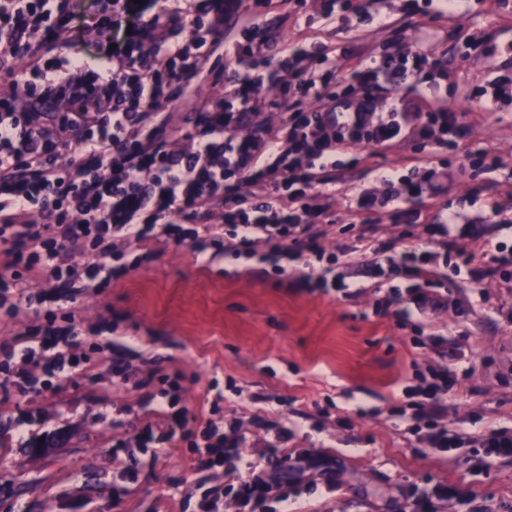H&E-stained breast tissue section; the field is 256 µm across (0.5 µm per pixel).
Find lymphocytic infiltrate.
<instances>
[{"label": "lymphocytic infiltrate", "mask_w": 512, "mask_h": 512, "mask_svg": "<svg viewBox=\"0 0 512 512\" xmlns=\"http://www.w3.org/2000/svg\"><path fill=\"white\" fill-rule=\"evenodd\" d=\"M270 0H137L129 35L110 34L112 52L98 64L80 50L42 55L66 40L74 18L69 0H0V74L11 94L0 96V312L27 309L32 322L23 347L0 342V387L29 395L42 377H58L72 364L78 313L47 308V295L29 293L37 278L57 288H95L127 269L112 258L117 245L162 240L187 247L194 259L213 262L228 253L276 265L286 280L328 295L352 298L323 241L333 227L356 245L341 265L368 267L373 277L400 271L407 287L387 289L375 311L397 308L407 316L449 309V274L481 284L491 273L512 282V248L487 254L477 222H494L490 205L481 217L463 205H441L437 221L423 227L427 249L395 251L381 243L379 224L410 227L415 216L402 203L441 194L434 150H459L467 113L436 105L446 71L419 44L385 42L347 75L336 70L348 47L283 48L270 61L266 28L256 23ZM384 0H320L325 23L351 30L385 23ZM239 24L237 56L205 97L197 89L212 56L224 54V18ZM427 81H419V74ZM288 96L265 97L270 79ZM393 92L388 111L360 113L355 126H338L328 108L338 97L383 87ZM277 115L265 122L263 111ZM411 152L376 166L382 193H358L337 225L331 201L340 173L362 154H385L398 143ZM47 217L35 223V214ZM472 249H458L461 239ZM458 261L441 272L449 251ZM457 374L429 368L412 388L411 402L395 408L404 433L440 452L465 450L471 471L490 457L512 458V428L471 432L448 418ZM202 426L199 468L235 474L236 485L215 484L201 512H268L269 502L291 505V489L313 486V455L280 456L287 427L271 433L257 457L246 458L240 431L219 432L212 420L179 412L165 430L145 426L143 448Z\"/></svg>", "instance_id": "obj_1"}]
</instances>
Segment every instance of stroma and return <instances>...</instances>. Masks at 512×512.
<instances>
[{
	"label": "stroma",
	"instance_id": "1",
	"mask_svg": "<svg viewBox=\"0 0 512 512\" xmlns=\"http://www.w3.org/2000/svg\"><path fill=\"white\" fill-rule=\"evenodd\" d=\"M79 47L96 63L107 50L94 24L109 13L125 25L129 0H72ZM261 24L272 52L286 45H349L354 33L320 19L305 22L274 0ZM494 44L512 39V0H468L437 19L430 12L392 11L385 28L362 31L366 46L420 41L448 77L443 99L468 110L459 153L448 155L449 200L470 214L501 203L499 223L481 225L490 243L512 245V103L485 111L480 89L505 58L469 51L472 35ZM485 148L508 167L474 176L465 149ZM153 250L152 263L136 258ZM113 264L130 272L117 286L64 292L59 307L77 308V363L61 386L21 396L0 389V512H199L212 473L196 468L188 442L164 445L159 456L135 445L142 427H162L156 403L135 381L150 371L183 375L178 409H198L211 386L224 393L212 419L237 424L247 447H261L273 423L294 427L282 455L315 449L334 461L336 490L303 493L298 512H400L412 489L460 485L447 512H512V460L490 459L480 474L435 449L405 439L389 409L419 375L443 365L469 370L449 417L476 429L512 427V289L488 277L482 303L465 277L449 284L455 307L403 319L374 312L372 276L352 271L362 287L351 299L311 293L258 260L226 255L210 265L188 249L161 242L118 246ZM442 331L445 349L421 347ZM126 370L121 381L117 370Z\"/></svg>",
	"mask_w": 512,
	"mask_h": 512
}]
</instances>
